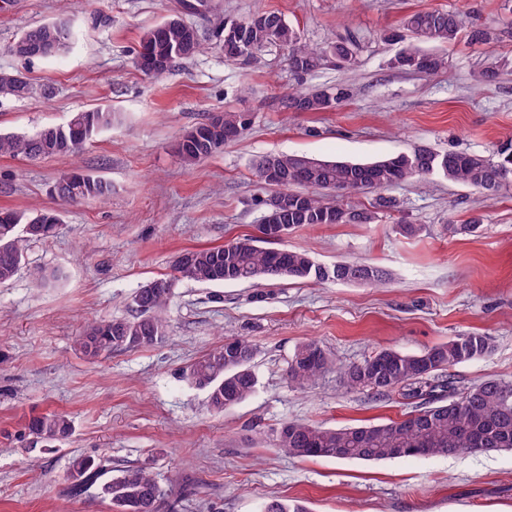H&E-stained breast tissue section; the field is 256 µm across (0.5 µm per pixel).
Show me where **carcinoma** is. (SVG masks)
<instances>
[{"label":"carcinoma","mask_w":512,"mask_h":512,"mask_svg":"<svg viewBox=\"0 0 512 512\" xmlns=\"http://www.w3.org/2000/svg\"><path fill=\"white\" fill-rule=\"evenodd\" d=\"M463 11H418L407 15L400 26L386 33L387 41L398 46L388 60L392 69L432 75L448 66L442 48L454 43L462 31L473 44L495 46L512 41V25L495 19L474 18L465 23ZM242 26V37L262 49L276 44L287 52L289 66L298 74H307L332 60L336 66L352 64L356 42L342 38L326 47H312L302 41L300 32L279 12L266 11L236 20L219 17L215 27ZM39 32L46 42L48 56L67 52L74 40L69 21L59 19L24 30L9 48L13 55L28 58L26 37ZM140 47L150 49L166 59L168 72L180 62L203 50L199 30L178 16H172L143 32ZM182 49L176 55L174 48ZM505 64L494 62L475 74L483 85L498 82ZM32 86L19 72L0 71V96L25 98ZM347 88L336 85L313 92H294L281 98V107L288 112H331L348 99ZM224 128L246 129L249 113L223 112ZM110 110H87L75 113L63 124L47 125L32 134H0V155H22L46 158L73 155L104 130L112 127ZM226 145L224 138L213 143L209 152L187 144L179 155L188 167L219 152ZM273 161L280 171L288 173V182L278 183L265 174L266 163ZM261 181L278 188L274 196L288 202V223L292 230L319 224H372L381 212L396 208V200L379 195L372 208L361 207L352 197L364 190H381L414 178L441 175L466 184L488 197L512 186V141L502 144L491 157L457 151L435 152L418 147L372 162H351L312 159L300 167L295 155H265L255 162ZM299 185L332 193L326 199L313 192H294ZM112 187L91 174L80 173L78 181L65 188L63 198L106 199ZM60 224L52 211L26 213L0 211V282L10 279L23 261L19 233L31 225L29 236L48 238ZM242 275V282L261 286L265 282L290 279L323 283H379L387 273L367 263L338 262L331 267L318 264L304 250L286 247H263L254 235L236 238L230 244L183 251L176 259L175 274L161 277L167 288L139 289L144 310L130 319L99 320L84 327L76 338L80 353L89 360L115 351L147 347L162 342L168 334L164 316L166 304L176 282L181 278L201 283L224 282V270ZM491 338L467 332L446 343L426 348L419 353H405L392 348L377 351L363 361L342 371L345 387L350 391H369L379 397L399 394L404 399L419 400L426 396L431 403L417 405L404 418L381 424L355 427L325 428L300 421H289L276 429L278 448L294 457H326L339 460L374 462L407 456L455 454L470 451L512 450V382L498 378L479 381L465 391L454 392L447 378L454 366L487 355ZM254 345L245 338H234L201 357L190 369L193 383L207 391L210 408L221 413L248 397L257 380L251 369ZM329 358L314 341L301 344L288 363V379L303 386L324 373ZM26 429L36 441L51 445L71 432L70 420L57 413L29 418ZM106 474L92 457L73 460L70 476L76 477L70 492L81 494ZM100 494L115 512H159L165 491L155 477L142 466L128 467L117 476L100 484ZM263 512H307L297 501L274 500Z\"/></svg>","instance_id":"cac0c4a2"}]
</instances>
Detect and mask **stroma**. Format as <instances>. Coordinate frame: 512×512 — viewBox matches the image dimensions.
<instances>
[{"label":"stroma","instance_id":"obj_1","mask_svg":"<svg viewBox=\"0 0 512 512\" xmlns=\"http://www.w3.org/2000/svg\"><path fill=\"white\" fill-rule=\"evenodd\" d=\"M180 0H0V70L22 72L50 98L0 99V133H30L73 113L114 112L111 129L76 157L0 156V210L56 212L49 239L22 238L24 262L0 284V512H111L98 486L69 493L73 458L100 459L109 474L147 465L169 497L163 512H259L262 503L298 500L308 512H512V450L414 456L376 462L289 456L271 428L290 420L327 427L384 423L412 406L401 397L347 391L341 367L383 348L406 353L464 332L490 336L486 356L452 371L457 390L496 377L512 380V188L493 199L441 176L386 188L397 209L374 224L298 230L285 246L331 266L365 261L384 282L177 281L167 339L89 361L76 351L85 324L131 317L148 281L173 272L187 249L254 233L271 190L255 158L298 154L372 161L424 146L488 156L512 139V44L460 38L436 75L387 65L383 38L408 14L453 10L462 0H213L244 18L277 11L304 42L356 39L351 66L300 76L279 46L248 67L225 61L208 17L186 14L204 50L155 78L135 65L144 29L176 12ZM112 17L92 22L95 11ZM68 19L70 50L24 60L9 45L27 28ZM502 60L498 83L476 73ZM343 84L350 98L332 112H286L280 99ZM250 113L241 139L193 167L179 136L207 113ZM110 182L104 200L65 202L49 192L67 170ZM481 218L478 232L450 225ZM417 224L406 236L400 225ZM228 337L256 347L255 392L217 414L188 378L191 366ZM315 340L331 366L299 387L287 375L295 348ZM65 414L70 435L48 448L26 430L30 416Z\"/></svg>","mask_w":512,"mask_h":512}]
</instances>
